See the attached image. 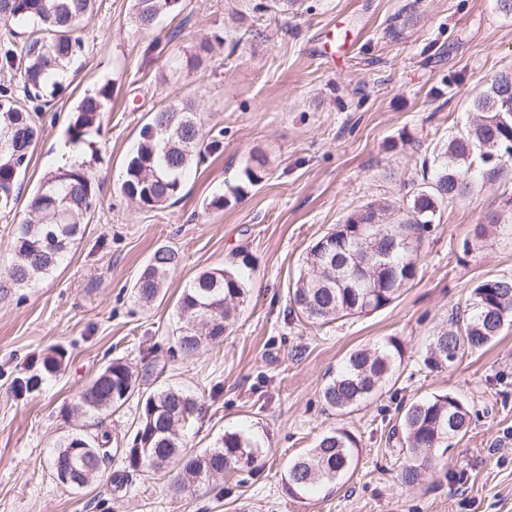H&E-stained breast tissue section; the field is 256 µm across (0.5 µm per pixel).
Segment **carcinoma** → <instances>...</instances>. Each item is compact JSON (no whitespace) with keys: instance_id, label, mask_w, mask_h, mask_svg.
Here are the masks:
<instances>
[{"instance_id":"1","label":"carcinoma","mask_w":512,"mask_h":512,"mask_svg":"<svg viewBox=\"0 0 512 512\" xmlns=\"http://www.w3.org/2000/svg\"><path fill=\"white\" fill-rule=\"evenodd\" d=\"M96 0H0V20L30 28L19 54L8 49L4 64L24 62L26 97L48 102L63 95L68 84L60 75L85 49L77 35L94 11ZM180 0H134V21L141 29ZM507 71L496 73L472 100L473 121L448 136L423 161L425 176L412 184L393 208L369 202L348 214L343 223L310 244L303 257V271L292 285L291 310L313 324L326 325L348 316H365L395 301L417 275L424 233L442 209L464 200L487 184L512 175V82H502ZM112 101V87L105 83L77 104L67 128L72 143L86 141L100 127L103 112ZM41 133L28 109L15 101L8 88L0 89V205L14 197L19 179L31 162L33 146ZM218 141H201L194 112L188 105L170 106L153 113L140 130L135 153L127 162L121 191L143 208H154L181 193L188 170L206 157ZM505 156L498 164L487 158ZM97 179L84 161L75 160L45 177L31 201V217L17 225L11 244L13 261L0 277V292L24 288L51 273L84 232L88 214L96 204ZM177 264L170 249L155 251L140 272L133 290L139 302H153ZM249 289L236 268H210L182 291L177 315L182 325L174 337L175 350L190 356L209 340L233 328L236 311L248 301ZM512 325V278L481 281L470 291L466 309L451 317V326L432 340L423 360L426 368L449 370L464 355L491 344L505 326ZM400 347L386 345L351 352L342 367L323 387L325 405L350 412L373 399L392 376ZM65 351L44 356L35 371L15 381L16 392L40 388L57 374ZM136 380L120 360L105 366L79 396L78 408L100 415L121 408L135 392ZM198 410L197 401L177 388L148 394L142 402L130 446L121 449L125 466L112 475L117 489L133 474H157L164 463H182L172 489L194 494L216 475L256 469L259 444L237 431H226L212 450L189 456L183 449L180 429L188 426ZM398 423L388 438L399 443L404 462L398 478L404 485L417 483L433 464L436 448L448 449L462 440L470 425V411L450 393L412 402L399 410ZM88 448L89 461L74 472L75 486L94 480L104 461L112 457L110 436L76 434L57 443L53 465H63L70 449ZM356 443L343 430L321 435L315 447L289 463L284 474L289 493L300 495L315 487L342 481L352 468Z\"/></svg>"}]
</instances>
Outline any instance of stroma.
Here are the masks:
<instances>
[{
	"mask_svg": "<svg viewBox=\"0 0 512 512\" xmlns=\"http://www.w3.org/2000/svg\"><path fill=\"white\" fill-rule=\"evenodd\" d=\"M80 34L86 49L72 82L38 112L43 134L16 202L0 210L1 273L56 158L75 149L97 176V205L66 259L0 300V512H512V327L452 370L423 363L476 283L512 277V233L463 249L488 214L512 216V180L442 209L414 281L388 307L320 326L290 314L288 302L310 244L367 202L402 200L407 184L421 182L423 159L473 119V97L512 69V15L497 0H304L296 11L279 0H180L141 30L133 0H97ZM205 41L212 53L190 65ZM106 83L112 102L100 131L72 146L66 128L78 100ZM187 101L203 138L220 147L192 167L176 203L140 207L120 190L126 160L152 112ZM255 164L262 180L253 184L244 171ZM219 195L225 208H207ZM163 247L179 264L159 299L139 303L133 285ZM244 258L249 301L232 333L193 357L172 356L185 285ZM390 339L402 357L381 396L350 413L328 409L321 390L345 356ZM53 348L67 352L61 372L17 394L15 380ZM115 359L135 373L139 393L114 412L77 411L82 389ZM164 384L197 400L181 433L187 451L242 431L260 441L257 470L191 496L175 494L161 473L115 490L118 460L85 487L56 480L61 439L104 432L126 447L143 394ZM446 393L470 409L469 431L405 486L388 431L401 405ZM332 429L357 442L352 474L289 495L288 462Z\"/></svg>",
	"mask_w": 512,
	"mask_h": 512,
	"instance_id": "obj_1",
	"label": "stroma"
}]
</instances>
